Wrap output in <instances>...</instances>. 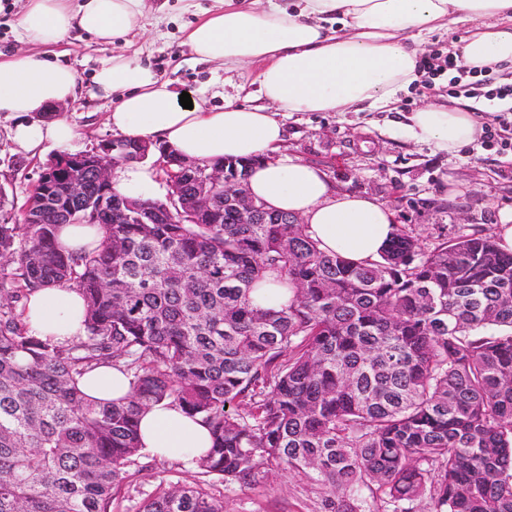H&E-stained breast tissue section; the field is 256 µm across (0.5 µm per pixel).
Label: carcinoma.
<instances>
[{
	"label": "carcinoma",
	"mask_w": 512,
	"mask_h": 512,
	"mask_svg": "<svg viewBox=\"0 0 512 512\" xmlns=\"http://www.w3.org/2000/svg\"><path fill=\"white\" fill-rule=\"evenodd\" d=\"M42 171L25 223L0 220V512H115L146 470L139 415L162 402L200 417L212 445L202 480L161 479L136 512H226L219 484L273 470L320 486L324 512H512V253L493 234L463 227L426 250L399 226L379 259L354 262L289 214L240 223L197 169H163L164 197L140 202L153 224L91 166L82 201L72 170ZM69 219L102 223L99 246L60 250ZM269 277L287 303H253ZM48 286L81 292L84 335L31 333L24 301ZM101 364L128 398L84 396Z\"/></svg>",
	"instance_id": "1"
}]
</instances>
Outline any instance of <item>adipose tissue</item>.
Returning a JSON list of instances; mask_svg holds the SVG:
<instances>
[{
    "instance_id": "ef3b65f1",
    "label": "adipose tissue",
    "mask_w": 512,
    "mask_h": 512,
    "mask_svg": "<svg viewBox=\"0 0 512 512\" xmlns=\"http://www.w3.org/2000/svg\"><path fill=\"white\" fill-rule=\"evenodd\" d=\"M145 8L146 0H26L21 37L30 50L0 58V113L18 117L11 129L18 152L35 156L47 144L64 149L76 136L68 121L43 117L77 91L74 70L43 55V48L74 30L104 45L125 42L140 29ZM483 19L488 25L467 40L464 62L478 69L512 65V0H222L185 29V42L206 62L257 64L265 105L183 108L178 90L124 54L114 55L94 83L112 102L108 123L117 134L164 142L200 162L261 157L247 180L255 199L300 216L325 253L373 261L395 230L391 209L334 187L314 165L280 156L285 129L279 115L393 104L416 78L419 38ZM405 132L454 153L481 129L467 109L431 102L410 115ZM156 188L150 163L122 164L112 173V189L123 196L147 199ZM85 311L76 289L40 288L24 316L34 335L64 341L83 334ZM80 388L104 402L129 392L125 376L109 366L84 377ZM139 434L146 451L187 464L211 445L200 419L164 403L142 415Z\"/></svg>"
}]
</instances>
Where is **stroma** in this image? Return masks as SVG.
I'll list each match as a JSON object with an SVG mask.
<instances>
[{
    "label": "stroma",
    "instance_id": "1",
    "mask_svg": "<svg viewBox=\"0 0 512 512\" xmlns=\"http://www.w3.org/2000/svg\"><path fill=\"white\" fill-rule=\"evenodd\" d=\"M143 30L131 45H101L80 32L47 47L54 61L72 67L78 79L75 100L60 104L58 116L74 124L78 136L73 151L91 149L112 138L106 116L108 99L93 96V76L111 57L124 53L141 58L161 80L192 93L208 109L225 102L261 105L265 99L250 64L224 66L198 61L184 43V27L215 0H152ZM449 74L437 77L431 88L412 82L398 94L394 109L367 108L358 112H296L282 114L286 131L283 152L319 167L334 186L375 198L394 213L396 225L414 228L424 248H433L460 227L493 228L503 209L512 208V150L483 148L473 143L458 153L436 151L405 136L401 127L411 112L429 100L450 103ZM12 114H0V191L6 205L0 215L19 219L26 197L43 165L55 155L46 147L38 156L16 151L10 138ZM147 468L131 484L120 512H134L151 494L160 477L193 483L195 468H172L146 457ZM227 512H319L316 487L301 474H270L262 486L225 491Z\"/></svg>",
    "mask_w": 512,
    "mask_h": 512
}]
</instances>
